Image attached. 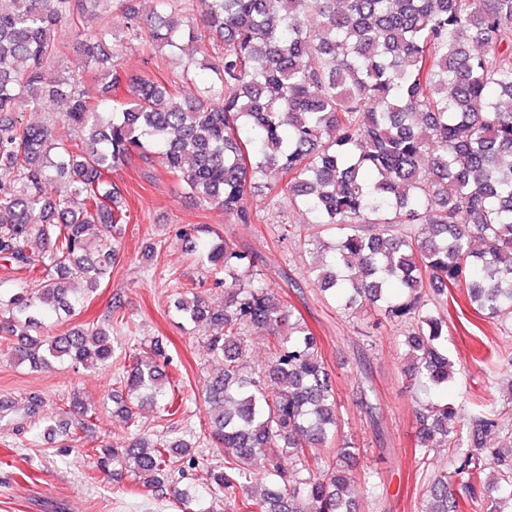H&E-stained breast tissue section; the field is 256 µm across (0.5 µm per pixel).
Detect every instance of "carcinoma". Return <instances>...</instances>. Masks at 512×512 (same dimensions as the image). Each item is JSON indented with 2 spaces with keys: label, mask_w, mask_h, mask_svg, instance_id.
<instances>
[{
  "label": "carcinoma",
  "mask_w": 512,
  "mask_h": 512,
  "mask_svg": "<svg viewBox=\"0 0 512 512\" xmlns=\"http://www.w3.org/2000/svg\"><path fill=\"white\" fill-rule=\"evenodd\" d=\"M106 2L0 0V261L15 273L0 282V339L14 360L107 368L112 329L133 328L115 302L101 324L37 334L110 282L125 214L108 172L134 154L158 158L234 224L261 223L248 194L262 181L273 207L286 196L312 215L281 238L303 240L320 290L343 311L375 315L377 329L403 327L404 375L426 394L415 453L434 467L421 512H512V431L493 392L466 409L441 398L458 370L447 348L451 289L484 319L512 314V0H119L123 32L81 29ZM63 23L102 86L96 102L54 70ZM205 35L211 52L181 71L188 89L113 62L131 42L177 52ZM198 66L210 77L191 85ZM50 99L63 107L56 119L23 122ZM58 120L75 138L58 137ZM180 235L224 288L217 306L201 280L173 302L207 328L220 363L201 396L224 464L206 467L200 485L171 487L173 464H200L181 435L189 414L164 344L134 336L120 344L112 388L123 445L90 440L85 457L134 476L120 493L169 492L178 512H212L213 497L231 512H357L379 471L355 473L359 449L342 433L317 336L267 283L261 256L207 225ZM254 335L267 361L248 370ZM67 404L73 419L53 426L39 416L43 400L28 398L20 430L85 439L97 408L76 394ZM147 404L168 422L164 433L132 430ZM435 448L448 449L447 463L434 464ZM258 467L268 487L256 495Z\"/></svg>",
  "instance_id": "1"
}]
</instances>
